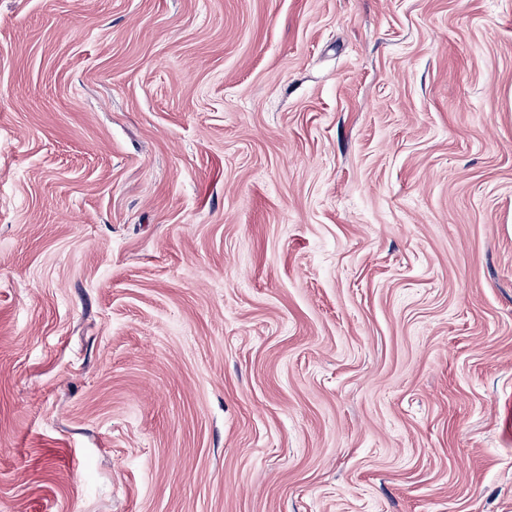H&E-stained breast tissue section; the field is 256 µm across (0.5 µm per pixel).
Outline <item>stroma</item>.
Returning <instances> with one entry per match:
<instances>
[{
	"instance_id": "stroma-1",
	"label": "stroma",
	"mask_w": 512,
	"mask_h": 512,
	"mask_svg": "<svg viewBox=\"0 0 512 512\" xmlns=\"http://www.w3.org/2000/svg\"><path fill=\"white\" fill-rule=\"evenodd\" d=\"M0 512H512V0H0Z\"/></svg>"
}]
</instances>
